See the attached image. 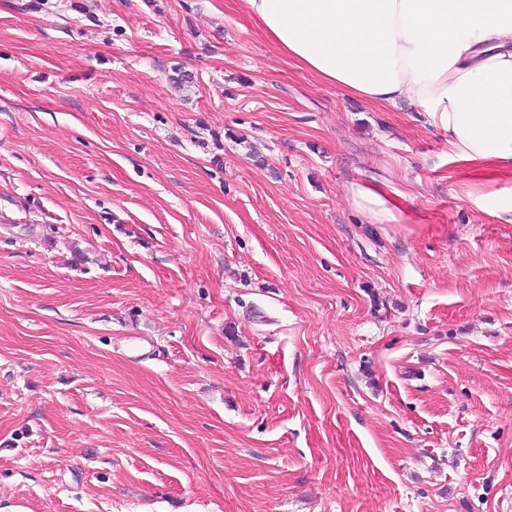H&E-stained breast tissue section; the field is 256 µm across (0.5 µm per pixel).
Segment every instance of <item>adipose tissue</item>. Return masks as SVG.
Segmentation results:
<instances>
[{
    "instance_id": "adipose-tissue-1",
    "label": "adipose tissue",
    "mask_w": 512,
    "mask_h": 512,
    "mask_svg": "<svg viewBox=\"0 0 512 512\" xmlns=\"http://www.w3.org/2000/svg\"><path fill=\"white\" fill-rule=\"evenodd\" d=\"M276 49L321 82L383 108L407 104L448 155L512 175V0H245ZM391 186L351 183L368 224L410 219Z\"/></svg>"
}]
</instances>
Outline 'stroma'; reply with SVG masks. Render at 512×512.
I'll return each instance as SVG.
<instances>
[{"label": "stroma", "instance_id": "stroma-1", "mask_svg": "<svg viewBox=\"0 0 512 512\" xmlns=\"http://www.w3.org/2000/svg\"><path fill=\"white\" fill-rule=\"evenodd\" d=\"M446 139L244 0H0V512H512V177ZM347 202L365 224H401L410 221V210L400 203V194L389 185L353 182L346 190Z\"/></svg>", "mask_w": 512, "mask_h": 512}]
</instances>
